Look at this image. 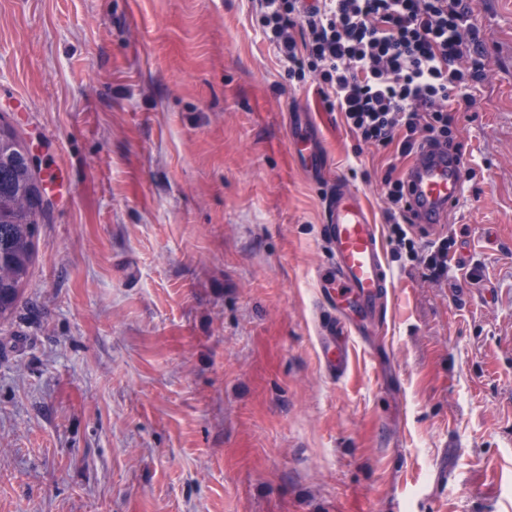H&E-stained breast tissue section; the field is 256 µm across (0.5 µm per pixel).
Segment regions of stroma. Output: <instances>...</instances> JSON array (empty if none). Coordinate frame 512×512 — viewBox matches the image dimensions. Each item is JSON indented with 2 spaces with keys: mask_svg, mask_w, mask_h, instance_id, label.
<instances>
[{
  "mask_svg": "<svg viewBox=\"0 0 512 512\" xmlns=\"http://www.w3.org/2000/svg\"><path fill=\"white\" fill-rule=\"evenodd\" d=\"M488 74L426 277L382 179L251 0H0V115L38 157L35 262L0 321V512H512V0H472ZM309 124L323 168L291 146ZM358 192L395 293L321 363L322 233Z\"/></svg>",
  "mask_w": 512,
  "mask_h": 512,
  "instance_id": "35a3bbf8",
  "label": "stroma"
}]
</instances>
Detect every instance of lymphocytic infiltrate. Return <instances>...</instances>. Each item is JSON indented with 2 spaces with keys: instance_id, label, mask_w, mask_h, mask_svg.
<instances>
[{
  "instance_id": "1",
  "label": "lymphocytic infiltrate",
  "mask_w": 512,
  "mask_h": 512,
  "mask_svg": "<svg viewBox=\"0 0 512 512\" xmlns=\"http://www.w3.org/2000/svg\"><path fill=\"white\" fill-rule=\"evenodd\" d=\"M256 21L288 65V79H315L328 111L358 141L403 158L427 147L460 151L454 130L486 77L468 0H257ZM397 249L431 277L447 268L448 242L418 253L405 181L385 175Z\"/></svg>"
}]
</instances>
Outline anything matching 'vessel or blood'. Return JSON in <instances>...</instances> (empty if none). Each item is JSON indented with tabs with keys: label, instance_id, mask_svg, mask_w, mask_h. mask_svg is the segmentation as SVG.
Segmentation results:
<instances>
[{
	"label": "vessel or blood",
	"instance_id": "b4317fda",
	"mask_svg": "<svg viewBox=\"0 0 512 512\" xmlns=\"http://www.w3.org/2000/svg\"><path fill=\"white\" fill-rule=\"evenodd\" d=\"M298 155L312 170L321 162L310 131L293 134ZM464 190L461 161L444 148L420 152L407 172V199L415 221L424 226L447 223ZM323 233L332 267L319 278V296L335 322L321 336L325 369L343 376L348 369L351 338L384 313L391 295V276L384 260V244L358 193L337 189L327 207Z\"/></svg>",
	"mask_w": 512,
	"mask_h": 512
}]
</instances>
